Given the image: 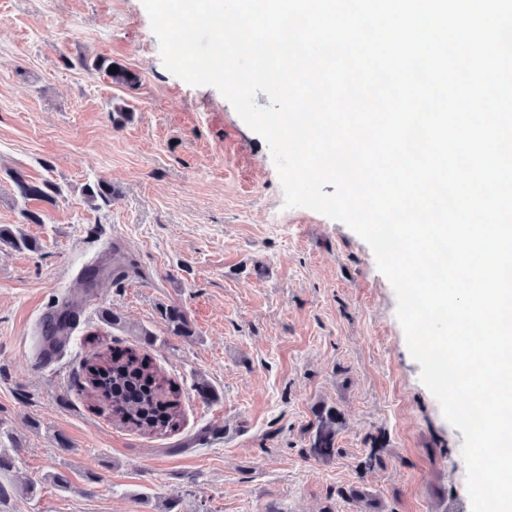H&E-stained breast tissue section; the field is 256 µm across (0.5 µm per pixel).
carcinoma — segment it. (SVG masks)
<instances>
[{"label":"carcinoma","mask_w":512,"mask_h":512,"mask_svg":"<svg viewBox=\"0 0 512 512\" xmlns=\"http://www.w3.org/2000/svg\"><path fill=\"white\" fill-rule=\"evenodd\" d=\"M92 67L106 74L115 85L134 89L140 82L137 73L110 57H97ZM111 68L116 72L109 73ZM132 120L133 112L126 106H112L113 128L120 129ZM10 178L17 194L25 202L37 200L52 205L62 195L61 187L48 180L35 184L20 172L10 173ZM83 192L86 203L94 209L112 204L117 196L112 183L103 177L86 183ZM2 247L31 251L37 249V243L0 226ZM159 314L170 335L183 338L195 335V329L180 307L163 305ZM69 330L67 313L59 312L49 317L44 333L57 337L69 334ZM138 335L143 345L141 349L131 348L115 353L101 341L93 345L90 357L83 365L85 390L90 399L108 411L112 421L123 427L149 434L173 430L179 426L181 417L178 393L159 374L146 353V347L154 342V334L142 329ZM314 416L309 454L316 460L327 461L339 452L336 436L343 424L342 415L336 407L322 404Z\"/></svg>","instance_id":"obj_1"}]
</instances>
